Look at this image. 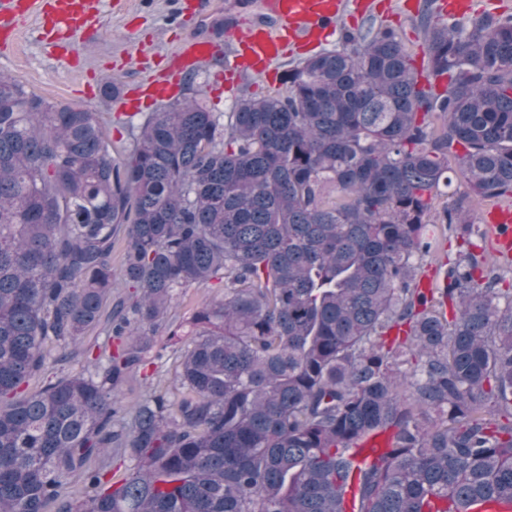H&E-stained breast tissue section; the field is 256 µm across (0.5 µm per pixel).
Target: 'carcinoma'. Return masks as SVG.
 I'll use <instances>...</instances> for the list:
<instances>
[{"instance_id": "cac0c4a2", "label": "carcinoma", "mask_w": 512, "mask_h": 512, "mask_svg": "<svg viewBox=\"0 0 512 512\" xmlns=\"http://www.w3.org/2000/svg\"><path fill=\"white\" fill-rule=\"evenodd\" d=\"M420 26V69L372 24L227 114L111 115L121 151L102 113L0 74V512H340L378 431L358 512L512 503V284L471 242V211L512 197V15ZM455 180L459 251L426 292ZM121 229L135 299L107 311ZM216 277L173 387L120 412L177 290ZM390 443V434L377 433L373 434L359 443L356 453L360 462L370 460L381 449L388 448Z\"/></svg>"}]
</instances>
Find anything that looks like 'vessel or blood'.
<instances>
[{"label": "vessel or blood", "mask_w": 512, "mask_h": 512, "mask_svg": "<svg viewBox=\"0 0 512 512\" xmlns=\"http://www.w3.org/2000/svg\"><path fill=\"white\" fill-rule=\"evenodd\" d=\"M35 0H0V37L18 33L27 21ZM100 0H46L43 18L50 27L78 29L97 24ZM346 7L345 0H264L258 21L246 32L236 33L229 48L200 38L185 44L174 67L128 90L116 100L123 112L138 111L141 99L169 95L180 71H206L214 57H222L224 84L232 86L242 73L262 74L273 61L283 56L289 44H321L336 32L337 22ZM487 227L497 253H512V206L499 204L488 213ZM386 433L371 435L359 443V461L372 459L388 447Z\"/></svg>", "instance_id": "b4317fda"}]
</instances>
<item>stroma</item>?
<instances>
[{
	"label": "stroma",
	"mask_w": 512,
	"mask_h": 512,
	"mask_svg": "<svg viewBox=\"0 0 512 512\" xmlns=\"http://www.w3.org/2000/svg\"><path fill=\"white\" fill-rule=\"evenodd\" d=\"M209 17L198 13L197 0H100V18L91 29L73 32L57 54H49L47 33L38 16H30L21 29L15 48L0 51V72L22 81L35 93L63 104L83 106L94 112L114 109V88L132 87L163 69L177 46L201 35L208 18L231 16L236 30L250 27L259 0H208ZM329 48L341 45L345 32L371 23L395 27L409 50L422 56L425 50L420 17L428 0H346ZM305 45L276 62L263 76L242 75L234 91L214 94L213 72L222 68L214 59L211 71L180 79L173 91L179 99L198 100L213 112L232 111L241 98L262 97L281 88V78L299 60L316 53ZM224 283L214 280L204 286L180 289L169 311L168 325L155 338L160 357L152 367L135 375L124 386L122 403L130 407L154 388L167 386L173 368L190 344L187 336H171L172 328L185 323L204 300L222 296Z\"/></svg>",
	"instance_id": "obj_1"
}]
</instances>
